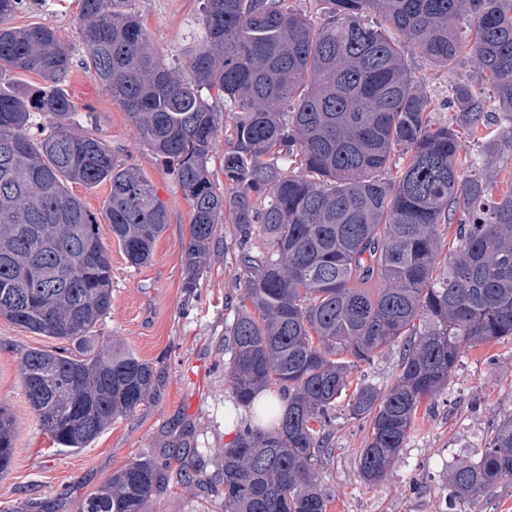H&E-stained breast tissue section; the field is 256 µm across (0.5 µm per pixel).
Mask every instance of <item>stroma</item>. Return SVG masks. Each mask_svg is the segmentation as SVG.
I'll list each match as a JSON object with an SVG mask.
<instances>
[{"label":"stroma","mask_w":512,"mask_h":512,"mask_svg":"<svg viewBox=\"0 0 512 512\" xmlns=\"http://www.w3.org/2000/svg\"><path fill=\"white\" fill-rule=\"evenodd\" d=\"M128 12L148 32L166 64L185 67L201 42L200 0H129ZM80 0H24L11 23L48 25L73 50L67 79L84 132L103 139L118 161L138 166L149 178L167 214V230L148 264L130 266L107 221L99 235L112 259V308L98 325L101 342H117L153 364L156 387L150 400L112 424L79 452L55 451L40 429L21 388L22 351L56 347L0 317V406L15 418V455L0 475V512H82L86 497L113 472L148 454L165 464V483L148 502L147 512H224L222 449L230 443L224 417L247 419L248 407L236 404L226 382L230 355L224 331L235 315L240 271L232 244L233 225H220L208 268L193 292L183 287L181 252L189 238L190 205L171 172L140 144L128 114L115 104L93 72L81 65L77 34ZM411 66L427 92L437 99L435 119L453 121L448 106L452 79L472 78L477 66L462 56L455 71L412 56ZM350 397L336 402L329 430L331 453L317 476L329 490L328 512H512V479L495 485L477 502L447 507L448 470L484 449L492 429L512 416V338L465 350L447 389L418 417L399 460L382 482L361 478L358 456L369 431L352 418ZM193 482L182 486L180 469Z\"/></svg>","instance_id":"obj_1"}]
</instances>
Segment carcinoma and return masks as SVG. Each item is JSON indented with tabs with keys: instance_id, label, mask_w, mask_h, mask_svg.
Here are the masks:
<instances>
[{
	"instance_id": "carcinoma-1",
	"label": "carcinoma",
	"mask_w": 512,
	"mask_h": 512,
	"mask_svg": "<svg viewBox=\"0 0 512 512\" xmlns=\"http://www.w3.org/2000/svg\"><path fill=\"white\" fill-rule=\"evenodd\" d=\"M127 2L81 0L83 62L190 203L187 292L218 226L234 225L242 278L225 330L233 398L248 405L273 384L288 396L276 430L247 426L224 446V512H327L316 465L359 364L402 343L388 393L357 384L350 404L369 421L358 468L374 485L463 351L512 337V192L494 197L491 181L494 160L512 156V0H323L330 17L318 25L288 0H202L205 37L189 78L160 60ZM22 4L0 0V317L68 343L24 351L19 375L41 430L77 451L151 398L155 370L95 341L112 308V264L95 214L69 186L109 187L105 218L132 267L150 260L167 211L140 169L77 131L65 89L71 51L47 25H10ZM367 10L381 23H365ZM414 51L450 69L465 52L477 62L478 80L448 84L452 124L433 121ZM22 73L42 85H16ZM204 89L221 93L224 111ZM491 119L499 134L469 153L462 135ZM221 130L219 191L208 161ZM14 440L1 407L0 474ZM506 478L512 416L478 458L450 469L448 488L474 502ZM161 481L157 461L140 456L82 512H145Z\"/></svg>"
}]
</instances>
